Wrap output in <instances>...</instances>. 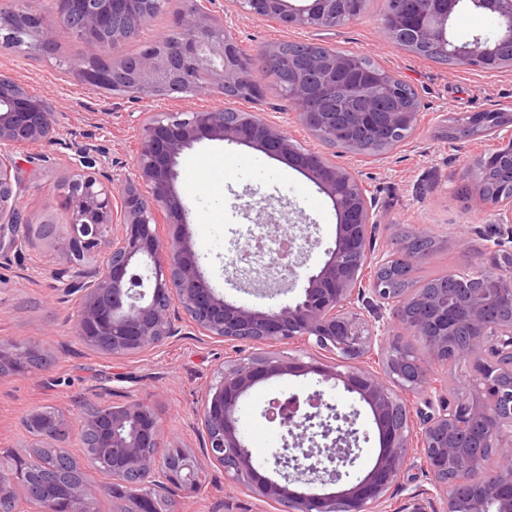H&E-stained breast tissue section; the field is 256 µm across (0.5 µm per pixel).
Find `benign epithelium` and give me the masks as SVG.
<instances>
[{
	"label": "benign epithelium",
	"instance_id": "7a95c632",
	"mask_svg": "<svg viewBox=\"0 0 512 512\" xmlns=\"http://www.w3.org/2000/svg\"><path fill=\"white\" fill-rule=\"evenodd\" d=\"M0 12V52L27 41L41 51L56 29L70 23L90 54L76 67L77 78L92 85L118 77L140 99L178 98L206 79L212 86L240 85L258 94L274 72L243 61L227 21L211 14L214 0L181 12L173 43L156 38L131 61L123 53L132 23L153 13L163 0H47L44 9L30 0ZM462 0H409L412 33L458 62L495 72L512 69V23L492 38L458 41L450 34ZM239 11L286 27L314 28V20L336 16V0H235ZM487 13L512 20V0H475ZM346 56L311 55L305 71L289 84L304 126L316 137L330 136L357 154L374 144L398 146L394 135L414 130L419 110L395 108L360 83L336 89V71ZM56 113L31 97L12 78L0 76V259L19 255L26 246L23 222L15 205L20 177L12 150L37 141H57ZM475 137L493 140L486 152L470 156L457 177L469 198L492 216L488 247L478 263L488 288H463L457 303L448 291L389 287L397 264L411 267L422 258L418 248L429 237L421 225L412 238L395 235L393 248L371 245L373 229L386 223L367 186L322 154L303 150L283 130L250 112L226 108L197 112L147 111L139 122L140 149L131 172L96 169L89 149L71 162L64 198L70 212L67 266L55 276L68 277L66 288L82 297L76 335L114 357L144 352L189 330L229 343L264 345L302 341L336 355L325 364L310 353L284 357L274 353L236 355L224 361L203 402L206 434L202 455L165 443L152 407L141 400L112 405L93 403L79 413L80 437L90 436L87 465L112 469L109 491L129 503L126 512H156V501L179 490L202 487L206 462H216L235 484L278 505L279 512H392L389 491L411 466L418 449L419 467L430 487L408 493V512H512V312L495 311L497 298L512 300V192L488 191L486 171L496 166L512 185V113L478 112L464 117ZM369 135L365 141L356 130ZM227 141L280 158L302 171L332 202L336 213L334 246L323 263L308 272L302 293L279 307L257 309L228 300L213 288L199 266L184 224L163 235L158 217L178 218L183 205L176 191L177 159L202 140ZM120 194V219H114L112 195ZM269 234L302 241L295 224H269ZM100 255L91 268L80 255ZM295 267L273 260L266 279L279 285L295 279ZM392 310L370 320L362 306ZM180 307L183 316L174 313ZM422 341L407 351L404 336ZM33 350L0 338V367L25 373ZM465 370L466 390L459 394L448 376L434 369L448 363ZM319 376V383L358 396L373 417L379 452L362 475L348 479L359 436L354 419L315 390L305 397L273 398L264 416L287 434L308 435L310 442L336 434L317 448H282L274 473L258 463L238 426L242 400L257 385L285 376ZM426 392L429 410L413 409ZM28 432L44 447L64 427L61 415L34 412ZM152 452L147 453L145 449ZM100 490L68 477L39 493L36 512H91ZM443 509L435 508L436 502Z\"/></svg>",
	"mask_w": 512,
	"mask_h": 512
}]
</instances>
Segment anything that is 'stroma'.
<instances>
[{
	"label": "stroma",
	"mask_w": 512,
	"mask_h": 512,
	"mask_svg": "<svg viewBox=\"0 0 512 512\" xmlns=\"http://www.w3.org/2000/svg\"><path fill=\"white\" fill-rule=\"evenodd\" d=\"M381 0H373L361 17L336 28L297 29L237 11L233 0H216L217 17L232 24L240 48L257 54L278 42H317L360 55L408 80L417 90L421 108L411 136L391 152L361 156L338 152L313 136L297 110L266 85L258 102H234V109L256 113L284 126L303 148L335 159L350 169L374 193L378 205L397 227L423 225L435 237L437 250L415 266L414 279L448 271H463L487 246L489 217L475 208L461 185L450 177L466 157L483 152L485 140L450 145L444 116L462 112H493L512 102V69L471 70L435 63L407 52L385 37ZM88 53L84 43L57 29L53 50L35 56L0 53V75L23 85L59 120V139L14 149L21 187L16 207L28 229L29 242L20 256L0 263V337L37 346L42 366L25 374L0 376V452L11 449L29 456L37 444L25 425L35 411L52 409L66 419L67 433L58 447L82 458L73 434L83 404L127 399L148 402L168 442L202 452L201 423L206 387L234 344L204 336H176L157 348L122 358L92 348L75 333L81 300L67 292L55 271L65 265L69 213L61 202L59 185L70 175V159L85 145H94L98 166L126 171L138 148L134 116L144 103L109 93L79 81L72 69ZM71 67L59 65V58ZM176 190L187 210L186 221L194 250L212 286L227 298L265 309L289 302L275 291L249 289L236 277L230 262L243 243V227L259 223L257 214L241 211L248 196L271 201L285 220L304 226L313 245L302 257L303 271L317 267L336 238V215L326 194L282 160L244 146L205 140L185 149L178 159ZM469 242V257L455 246L458 235ZM316 376H290L255 387L244 400L241 428L256 460L271 461L284 444L283 430L263 415L268 401L317 390ZM325 400L343 412L358 409L356 427L361 453L351 476L374 463L379 443L373 418L356 395L343 388L326 389ZM174 512H278L276 505L240 493L222 466L208 468L204 489L177 497Z\"/></svg>",
	"instance_id": "stroma-1"
}]
</instances>
